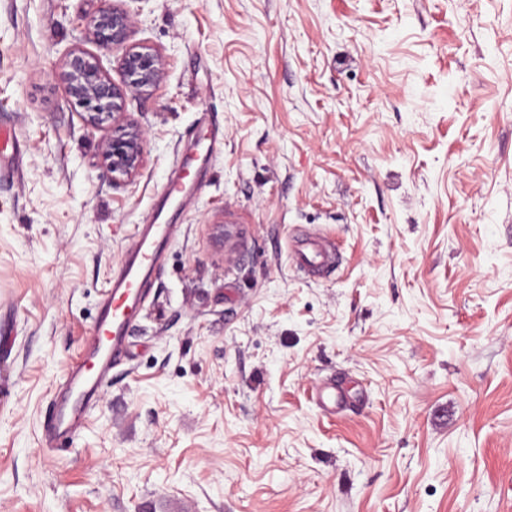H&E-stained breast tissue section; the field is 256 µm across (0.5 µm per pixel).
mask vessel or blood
<instances>
[{"label":"vessel or blood","mask_w":512,"mask_h":512,"mask_svg":"<svg viewBox=\"0 0 512 512\" xmlns=\"http://www.w3.org/2000/svg\"><path fill=\"white\" fill-rule=\"evenodd\" d=\"M171 224H145L134 233V245L112 277L97 324L80 360L66 372L55 396L44 431L47 439L68 436L82 427L86 413L102 390L111 369L127 357L126 336L146 300L144 282L157 264L160 246ZM328 250L317 240H303L292 256L295 267L320 272L329 265Z\"/></svg>","instance_id":"obj_1"}]
</instances>
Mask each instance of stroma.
Wrapping results in <instances>:
<instances>
[{
	"mask_svg": "<svg viewBox=\"0 0 512 512\" xmlns=\"http://www.w3.org/2000/svg\"><path fill=\"white\" fill-rule=\"evenodd\" d=\"M113 3L0 0V512H512V0H146L130 40L167 66L127 104L130 185L58 77ZM178 174L128 357L46 445ZM316 234L342 253L320 279L290 261Z\"/></svg>",
	"mask_w": 512,
	"mask_h": 512,
	"instance_id": "35a3bbf8",
	"label": "stroma"
}]
</instances>
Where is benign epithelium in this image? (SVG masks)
I'll list each match as a JSON object with an SVG mask.
<instances>
[{
  "mask_svg": "<svg viewBox=\"0 0 512 512\" xmlns=\"http://www.w3.org/2000/svg\"><path fill=\"white\" fill-rule=\"evenodd\" d=\"M134 13L114 5L80 19L85 40L101 50L120 52V81L112 79L101 57L82 46L61 60L59 77L77 115L88 128L102 133V165L114 184H131L147 163L146 132L126 112L129 98L152 92L165 79L162 52L145 43L129 42Z\"/></svg>",
  "mask_w": 512,
  "mask_h": 512,
  "instance_id": "obj_1",
  "label": "benign epithelium"
}]
</instances>
